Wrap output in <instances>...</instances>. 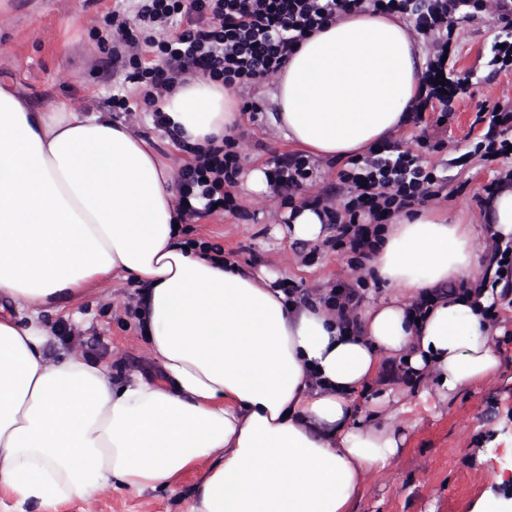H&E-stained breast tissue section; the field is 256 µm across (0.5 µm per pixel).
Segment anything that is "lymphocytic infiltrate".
<instances>
[{"label":"lymphocytic infiltrate","instance_id":"lymphocytic-infiltrate-1","mask_svg":"<svg viewBox=\"0 0 512 512\" xmlns=\"http://www.w3.org/2000/svg\"><path fill=\"white\" fill-rule=\"evenodd\" d=\"M471 0H137L133 19L120 11L108 17L124 52L125 78L143 89V103L159 112L167 93L182 77L198 72L210 81L245 90L259 81L277 77L302 38L325 23L353 12H397L408 16L414 33L427 36L442 32L433 44L423 74L424 93L412 109L421 117L432 104H439L438 122L447 121L454 104L466 94L467 80L444 74L445 56L451 55L458 37L448 31L449 18ZM150 48L153 63L142 60ZM242 173L236 139L225 136L195 153L180 170L176 183V211L181 221L212 213L214 204L235 210L230 192ZM342 181L350 189L343 210L326 208L335 224L333 245L351 253L350 265L359 270L372 243L365 223L379 224L385 214L421 205L437 197L444 187L436 168L420 154L386 144L365 157L351 159ZM314 169L301 156L275 160L273 186L285 199L295 189L312 182ZM204 198L203 209L190 207L192 192ZM367 284L363 278L340 284L324 301L344 325L354 324Z\"/></svg>","mask_w":512,"mask_h":512}]
</instances>
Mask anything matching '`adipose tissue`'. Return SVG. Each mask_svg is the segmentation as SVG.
Returning <instances> with one entry per match:
<instances>
[{
  "instance_id": "obj_1",
  "label": "adipose tissue",
  "mask_w": 512,
  "mask_h": 512,
  "mask_svg": "<svg viewBox=\"0 0 512 512\" xmlns=\"http://www.w3.org/2000/svg\"><path fill=\"white\" fill-rule=\"evenodd\" d=\"M425 63L405 18L340 16L290 56L275 123L313 157L364 155L409 125ZM161 108L202 150L240 122L235 93L199 76ZM174 195L170 167L108 113L39 110L0 86V298L15 309L0 315V485L19 501L165 489L200 466L188 512H351L365 474L406 446L387 422L392 389L373 385L387 361L443 398L498 373L485 312L500 291L475 276L462 218L420 209L382 226L368 272L385 292L349 333L276 274L187 246ZM486 208L490 235L512 240V184ZM287 218L290 241L325 235L320 206ZM118 274L144 286L138 323L161 379L43 353L42 312Z\"/></svg>"
}]
</instances>
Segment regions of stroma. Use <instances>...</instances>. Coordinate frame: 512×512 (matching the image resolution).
Returning a JSON list of instances; mask_svg holds the SVG:
<instances>
[{
    "label": "stroma",
    "instance_id": "35a3bbf8",
    "mask_svg": "<svg viewBox=\"0 0 512 512\" xmlns=\"http://www.w3.org/2000/svg\"><path fill=\"white\" fill-rule=\"evenodd\" d=\"M116 7V0H0V85L22 84L39 109L63 98L76 112L111 113L113 120L130 125L172 171H179L190 161V153L141 109V87L125 81L122 61L112 52V32L105 19ZM453 25L463 38L448 67L468 77L469 94L446 124L436 126L435 113H424L398 143L413 149L421 138L440 142L439 152L422 154L445 182L430 204L464 214L475 224V248L486 267L491 258L486 249L491 240L484 219L486 188L502 173L512 172V157L486 160L470 149L487 130L476 120L479 108L512 100V70L491 67L498 31L483 13L460 17ZM274 87V82L261 81L248 91L260 112L254 118L242 113L234 133L243 169L273 164L290 152L273 121ZM116 93L137 104V111L113 110ZM346 167L343 160L315 161V181L296 191L295 201L313 195L343 207L349 194L340 174ZM232 193L236 211L197 219L186 227L189 237L216 244L225 258L240 266L275 272L290 287L316 297L353 280L347 254L334 250L328 239L299 245L280 237L286 208L275 193H254L243 178ZM140 290L133 279L116 277L103 289L63 299L60 310L44 312L50 330L45 356L81 353L108 365L117 381L139 374L160 378V366L135 321ZM490 324L495 330L490 341L501 356L498 373L436 400L432 411L393 415L392 424L407 431L406 448L385 469L366 475L352 512H473L477 501L505 498L512 489V453L506 449L512 442V304L496 302ZM200 476V471H190L166 491L112 488L90 498L51 503H22L1 487L0 512H187Z\"/></svg>",
    "mask_w": 512,
    "mask_h": 512
}]
</instances>
